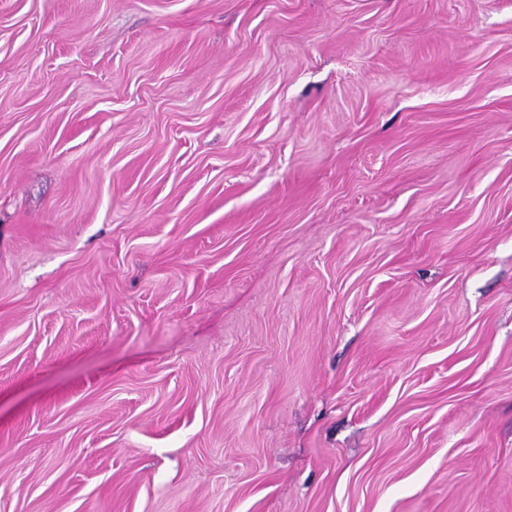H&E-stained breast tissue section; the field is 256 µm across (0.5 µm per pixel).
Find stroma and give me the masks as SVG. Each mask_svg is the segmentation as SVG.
I'll use <instances>...</instances> for the list:
<instances>
[{"mask_svg": "<svg viewBox=\"0 0 512 512\" xmlns=\"http://www.w3.org/2000/svg\"><path fill=\"white\" fill-rule=\"evenodd\" d=\"M0 512H512V0H0Z\"/></svg>", "mask_w": 512, "mask_h": 512, "instance_id": "stroma-1", "label": "stroma"}]
</instances>
